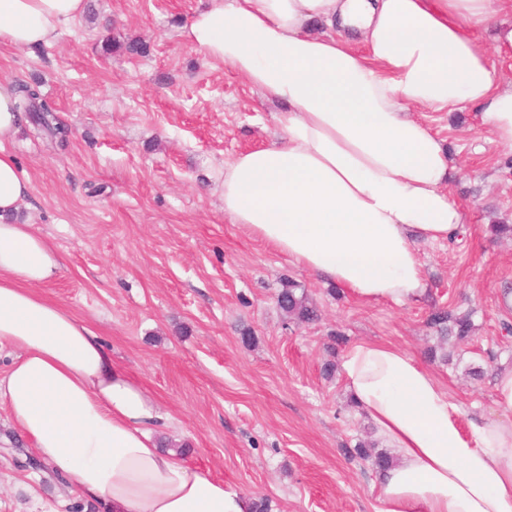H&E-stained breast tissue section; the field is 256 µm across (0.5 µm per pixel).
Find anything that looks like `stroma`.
<instances>
[{
    "label": "stroma",
    "instance_id": "1",
    "mask_svg": "<svg viewBox=\"0 0 512 512\" xmlns=\"http://www.w3.org/2000/svg\"><path fill=\"white\" fill-rule=\"evenodd\" d=\"M206 0H87L89 11L50 44L0 46V77L39 83L70 131L59 146L24 122L11 144L32 192L22 221L64 257L41 287L105 342L157 402L159 440L182 460L268 512H374L376 471L347 456L376 441L339 370L349 344L398 345L427 364L455 401L495 415L492 380L512 364V151L473 108H410L458 167L450 190L464 235L419 243L429 291L418 303L366 304L298 267L224 214L216 186L236 154L278 134L268 101L181 34ZM117 47L104 53L105 39ZM138 39L144 55L123 43ZM317 303L314 324L287 321L285 282ZM438 309L472 313L468 342L430 361ZM250 329L253 344L241 341ZM483 376H473L474 368ZM32 442L0 404V512H112L48 465L26 466Z\"/></svg>",
    "mask_w": 512,
    "mask_h": 512
}]
</instances>
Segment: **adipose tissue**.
<instances>
[{
	"instance_id": "1",
	"label": "adipose tissue",
	"mask_w": 512,
	"mask_h": 512,
	"mask_svg": "<svg viewBox=\"0 0 512 512\" xmlns=\"http://www.w3.org/2000/svg\"><path fill=\"white\" fill-rule=\"evenodd\" d=\"M86 0H0V44L51 43ZM494 30L495 45L479 38ZM183 36L279 104V137L234 156L224 214L289 261L367 303L407 305L427 281L417 242L464 222L453 161L408 106H475L512 150V0H210ZM0 80V403L40 458L112 512H250L245 495L163 451L155 401L82 321L40 286L56 247L19 221L31 193L9 146L24 116ZM345 385L393 462L376 512H512V365L492 381L497 416L464 412L401 348L352 344Z\"/></svg>"
}]
</instances>
